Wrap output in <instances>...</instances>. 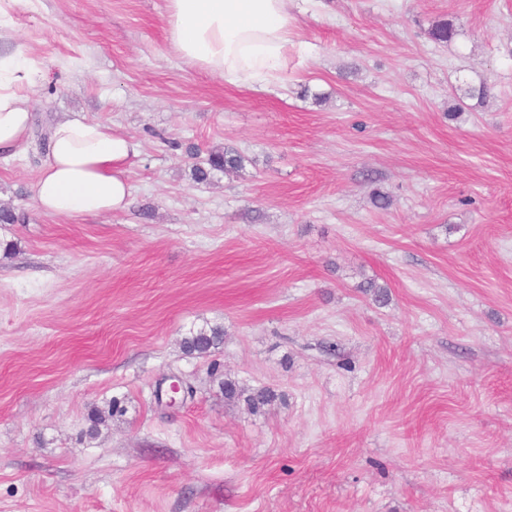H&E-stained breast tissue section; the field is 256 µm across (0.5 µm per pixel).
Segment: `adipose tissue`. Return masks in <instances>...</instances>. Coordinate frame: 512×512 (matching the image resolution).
<instances>
[{
    "label": "adipose tissue",
    "mask_w": 512,
    "mask_h": 512,
    "mask_svg": "<svg viewBox=\"0 0 512 512\" xmlns=\"http://www.w3.org/2000/svg\"><path fill=\"white\" fill-rule=\"evenodd\" d=\"M166 37L185 65L232 85L274 79L290 43L289 0H167ZM34 68L22 44L0 48V156L28 145ZM136 152L128 137L102 124L63 117L51 127L34 185L37 204L62 217H95L125 209L122 167Z\"/></svg>",
    "instance_id": "ef3b65f1"
}]
</instances>
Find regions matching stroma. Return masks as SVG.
<instances>
[{
  "label": "stroma",
  "instance_id": "35a3bbf8",
  "mask_svg": "<svg viewBox=\"0 0 512 512\" xmlns=\"http://www.w3.org/2000/svg\"><path fill=\"white\" fill-rule=\"evenodd\" d=\"M289 10L262 89L181 65L167 0L11 7L39 77L30 146L0 158V512H512V0ZM63 116L137 144L127 210L36 206ZM224 148L242 168L193 182ZM224 343V329L221 326L201 327L184 339V349L197 355L209 353Z\"/></svg>",
  "mask_w": 512,
  "mask_h": 512
}]
</instances>
